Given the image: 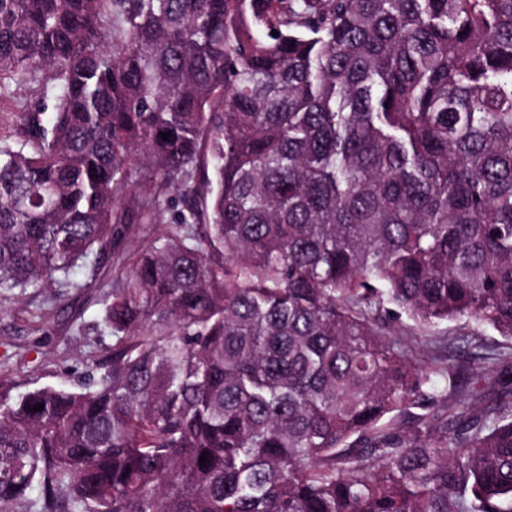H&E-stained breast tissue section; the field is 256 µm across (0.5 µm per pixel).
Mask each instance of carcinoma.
Wrapping results in <instances>:
<instances>
[{
	"label": "carcinoma",
	"instance_id": "cac0c4a2",
	"mask_svg": "<svg viewBox=\"0 0 512 512\" xmlns=\"http://www.w3.org/2000/svg\"><path fill=\"white\" fill-rule=\"evenodd\" d=\"M20 86L0 300L163 230L97 381L0 378V512H512V384L391 327L512 339V0H0ZM395 329L397 336L393 337L400 339L409 354L428 366L437 360L469 358L476 354L486 355L497 351L512 352V340L503 338L491 326L465 318L441 322L431 328L418 330L403 314L396 322ZM460 336L476 337L480 340L481 348H456L457 345H462L461 341H455Z\"/></svg>",
	"mask_w": 512,
	"mask_h": 512
}]
</instances>
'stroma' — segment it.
<instances>
[{
  "instance_id": "stroma-1",
  "label": "stroma",
  "mask_w": 512,
  "mask_h": 512,
  "mask_svg": "<svg viewBox=\"0 0 512 512\" xmlns=\"http://www.w3.org/2000/svg\"><path fill=\"white\" fill-rule=\"evenodd\" d=\"M158 226L142 233L131 225L113 263L89 277L86 268L73 274L74 287L52 286L27 293L0 306V378L20 388L54 385L79 387L100 373L112 356V332L103 322L102 300L111 294L118 272L128 270L138 249L158 234ZM397 337L422 364L471 356V349L456 347L461 336L476 337L481 353L512 352V340L491 326L469 319L439 323L418 330L408 319L396 323Z\"/></svg>"
}]
</instances>
